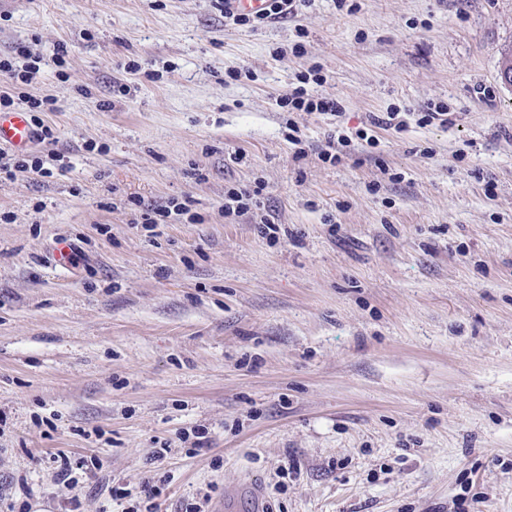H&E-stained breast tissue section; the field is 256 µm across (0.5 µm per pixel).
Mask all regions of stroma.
I'll use <instances>...</instances> for the list:
<instances>
[{
  "instance_id": "obj_1",
  "label": "stroma",
  "mask_w": 512,
  "mask_h": 512,
  "mask_svg": "<svg viewBox=\"0 0 512 512\" xmlns=\"http://www.w3.org/2000/svg\"><path fill=\"white\" fill-rule=\"evenodd\" d=\"M351 2L251 28L212 0H0L67 166L0 181V512H251L253 484L266 512H512V0ZM312 67L336 112L288 113ZM435 106L451 124L418 123ZM398 112H383L381 116L378 115H369L367 127L359 129L356 133L357 137L365 141L367 145L374 146L376 144L375 136L369 134V132H374L373 128H400L404 124L398 123L395 124L394 121L396 119ZM263 185L256 183L254 187H230L224 195V210L246 213L252 209H261L260 196Z\"/></svg>"
}]
</instances>
